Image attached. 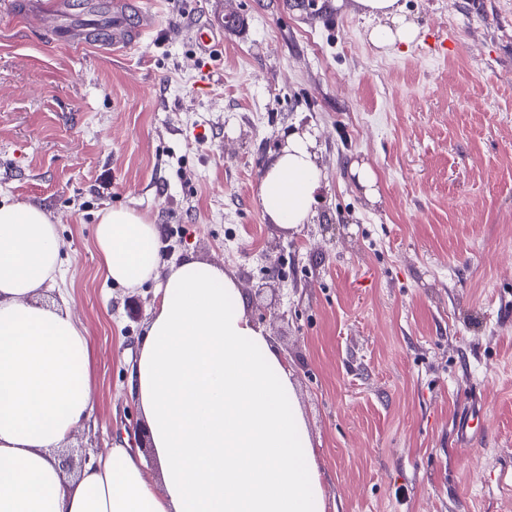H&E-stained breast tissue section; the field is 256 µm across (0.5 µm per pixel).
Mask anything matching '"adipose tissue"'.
Here are the masks:
<instances>
[{
    "label": "adipose tissue",
    "mask_w": 512,
    "mask_h": 512,
    "mask_svg": "<svg viewBox=\"0 0 512 512\" xmlns=\"http://www.w3.org/2000/svg\"><path fill=\"white\" fill-rule=\"evenodd\" d=\"M371 42L412 44L399 0H356ZM323 186L315 141L294 132L267 164L263 213L309 223ZM100 268L135 289L159 281L126 389L153 459L118 437L66 479L54 455L93 410L94 355L67 308L37 301L61 276L58 226L29 203H0V512H325L321 473L287 362L236 280L185 257L164 264L162 229L134 209L101 213Z\"/></svg>",
    "instance_id": "adipose-tissue-1"
}]
</instances>
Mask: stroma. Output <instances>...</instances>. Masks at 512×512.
<instances>
[{
    "label": "stroma",
    "instance_id": "1",
    "mask_svg": "<svg viewBox=\"0 0 512 512\" xmlns=\"http://www.w3.org/2000/svg\"><path fill=\"white\" fill-rule=\"evenodd\" d=\"M28 2L0 0V201L58 224L63 277L39 301L67 290L94 351L66 478L125 431L152 453L124 384L157 285L106 282L94 242L128 207L166 262L236 279L288 362L325 512H512V0H401L419 35L385 51L355 0H127L124 22L153 26L115 48L108 0H45L35 22ZM295 128L325 187L288 230L258 194Z\"/></svg>",
    "mask_w": 512,
    "mask_h": 512
}]
</instances>
